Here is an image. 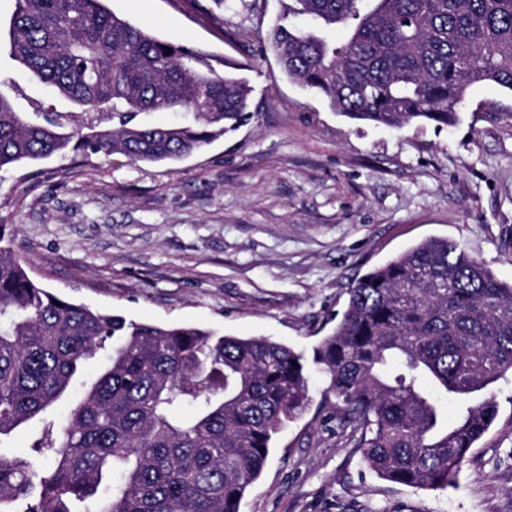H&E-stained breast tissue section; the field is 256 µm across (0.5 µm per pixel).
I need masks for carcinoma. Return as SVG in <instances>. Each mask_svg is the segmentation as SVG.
Segmentation results:
<instances>
[{
	"label": "carcinoma",
	"instance_id": "carcinoma-1",
	"mask_svg": "<svg viewBox=\"0 0 512 512\" xmlns=\"http://www.w3.org/2000/svg\"><path fill=\"white\" fill-rule=\"evenodd\" d=\"M291 2L288 15L310 25L272 30L282 73L351 119L449 127L472 85L512 92V0ZM3 47L85 120L66 133L59 113L21 112L0 91V173L71 150L176 162L246 119L243 65L220 70L106 0H15ZM154 112H192L204 128L142 119ZM107 349L66 423L47 419ZM315 360L336 425L370 469L445 490L497 417L492 385L512 372V285L453 241L428 239L358 279ZM309 402L289 346L72 303L29 276L0 227V443L38 421L29 455L49 462L0 452V512H239Z\"/></svg>",
	"mask_w": 512,
	"mask_h": 512
}]
</instances>
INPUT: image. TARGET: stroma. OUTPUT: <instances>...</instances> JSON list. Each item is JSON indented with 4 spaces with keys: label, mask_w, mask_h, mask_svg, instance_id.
Instances as JSON below:
<instances>
[{
    "label": "stroma",
    "mask_w": 512,
    "mask_h": 512,
    "mask_svg": "<svg viewBox=\"0 0 512 512\" xmlns=\"http://www.w3.org/2000/svg\"><path fill=\"white\" fill-rule=\"evenodd\" d=\"M167 41L244 64L250 119L170 165L68 153L0 179L15 256L57 295L135 321L269 337L303 353L310 405L277 435L240 512H512V374L454 487L378 477L329 419L314 361L356 280L426 239L512 283V92L472 86L458 122L356 121L281 74L280 0H109ZM0 77L70 111L8 52Z\"/></svg>",
    "instance_id": "35a3bbf8"
}]
</instances>
